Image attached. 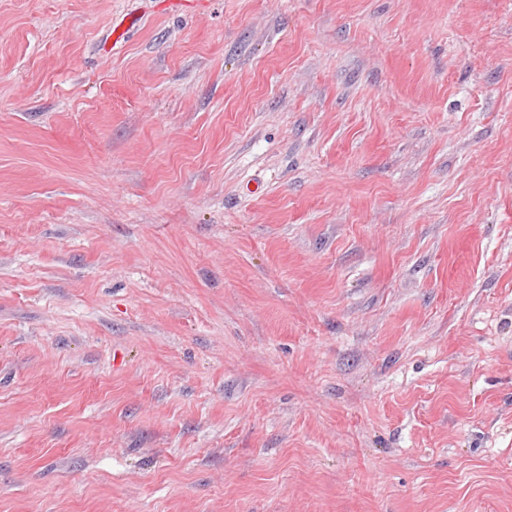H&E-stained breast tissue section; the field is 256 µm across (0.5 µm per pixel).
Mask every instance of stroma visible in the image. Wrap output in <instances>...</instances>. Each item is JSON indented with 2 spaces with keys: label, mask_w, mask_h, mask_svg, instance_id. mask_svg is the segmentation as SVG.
<instances>
[{
  "label": "stroma",
  "mask_w": 512,
  "mask_h": 512,
  "mask_svg": "<svg viewBox=\"0 0 512 512\" xmlns=\"http://www.w3.org/2000/svg\"><path fill=\"white\" fill-rule=\"evenodd\" d=\"M0 512H512V0H0Z\"/></svg>",
  "instance_id": "obj_1"
}]
</instances>
